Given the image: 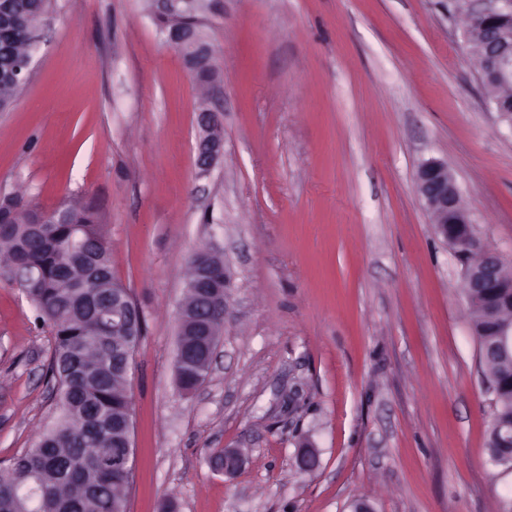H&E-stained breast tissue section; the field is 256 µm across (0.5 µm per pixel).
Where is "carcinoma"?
<instances>
[{
    "mask_svg": "<svg viewBox=\"0 0 512 512\" xmlns=\"http://www.w3.org/2000/svg\"><path fill=\"white\" fill-rule=\"evenodd\" d=\"M11 17L0 23L16 34L0 43V112L12 109L20 88L8 73L21 53H29L35 36L54 12L55 0H8ZM158 32L173 28L205 35L202 15L161 14ZM183 58L194 60L189 72L199 86L220 78L210 60L196 59L186 45ZM67 223L37 231L43 211L23 197L0 199V263L29 266L39 277L24 289L38 317L51 323L56 346L48 366L57 382L55 419L37 444L0 470V512H126V490L132 471L100 468L98 459L131 444L128 418V378L112 368V350L121 336L112 332V316L102 309L134 304L129 291L112 276L110 249L102 220L89 202L69 200L60 205ZM489 295L469 299L471 330L478 346L497 342L501 320L512 318L504 301L491 314ZM489 381L498 384L490 402L487 443L494 442L495 425L512 419V356L484 359Z\"/></svg>",
    "mask_w": 512,
    "mask_h": 512,
    "instance_id": "obj_1",
    "label": "carcinoma"
}]
</instances>
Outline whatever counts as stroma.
Wrapping results in <instances>:
<instances>
[{
	"label": "stroma",
	"instance_id": "1",
	"mask_svg": "<svg viewBox=\"0 0 512 512\" xmlns=\"http://www.w3.org/2000/svg\"><path fill=\"white\" fill-rule=\"evenodd\" d=\"M224 159L195 165L198 85L148 0H57L0 112V196L91 202L143 314L127 512H497L487 379L463 273L417 192L447 162L512 261V130L448 0H215ZM220 250L230 310L203 385L176 381L187 260ZM55 346L0 277V469L53 421ZM317 463L303 471L302 445ZM241 448L235 475L213 452Z\"/></svg>",
	"mask_w": 512,
	"mask_h": 512
}]
</instances>
